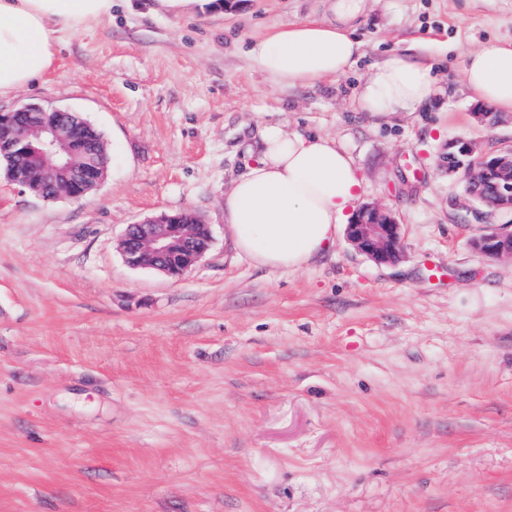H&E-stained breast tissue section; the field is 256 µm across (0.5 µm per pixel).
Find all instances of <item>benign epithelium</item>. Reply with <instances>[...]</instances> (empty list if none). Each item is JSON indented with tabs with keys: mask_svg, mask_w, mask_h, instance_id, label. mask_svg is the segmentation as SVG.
I'll list each match as a JSON object with an SVG mask.
<instances>
[{
	"mask_svg": "<svg viewBox=\"0 0 512 512\" xmlns=\"http://www.w3.org/2000/svg\"><path fill=\"white\" fill-rule=\"evenodd\" d=\"M91 123L76 113L23 105L11 112H0V162L14 172L12 182L26 187L19 173L16 146L33 133L39 137L41 154L47 165L40 176L47 191L45 199L65 196L79 199L84 193H61V184L85 185L101 180L103 146L89 137ZM484 162L471 165V159ZM448 173L462 174L471 183L467 195L492 208L512 213V148L497 153H480L464 137L447 143ZM348 240L358 251L377 264H394L402 255L401 225L393 214L373 204L363 205L346 225ZM212 234L210 225L194 216L192 223L179 224L169 214L147 218L128 225L121 248L128 265L180 278L206 255ZM476 247L493 257L512 258V232L494 233L476 242Z\"/></svg>",
	"mask_w": 512,
	"mask_h": 512,
	"instance_id": "1",
	"label": "benign epithelium"
}]
</instances>
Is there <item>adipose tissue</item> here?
Here are the masks:
<instances>
[{
  "instance_id": "obj_1",
  "label": "adipose tissue",
  "mask_w": 512,
  "mask_h": 512,
  "mask_svg": "<svg viewBox=\"0 0 512 512\" xmlns=\"http://www.w3.org/2000/svg\"><path fill=\"white\" fill-rule=\"evenodd\" d=\"M111 16L112 0H0V97L47 74L63 34ZM363 53L352 29L321 22L289 25L249 50L255 68L291 87L337 80ZM464 81L473 101L512 112V43L469 53ZM433 91L430 65L392 55L372 68L356 99L383 119L414 111ZM259 138L252 164L224 193V222L258 265L296 270L334 244L362 181L335 138L289 133L279 122L264 124Z\"/></svg>"
}]
</instances>
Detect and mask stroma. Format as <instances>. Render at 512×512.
<instances>
[{"instance_id":"1","label":"stroma","mask_w":512,"mask_h":512,"mask_svg":"<svg viewBox=\"0 0 512 512\" xmlns=\"http://www.w3.org/2000/svg\"><path fill=\"white\" fill-rule=\"evenodd\" d=\"M223 3L112 0L0 98L121 149L79 200L0 174V512H512V259L475 247L512 214L469 202L447 162L458 135L512 146V112L479 123L463 78L469 52L512 41V0H366L365 56L309 87L248 50L329 20L325 0ZM395 53L432 65L436 92L380 122L356 90ZM277 121L345 147L360 204L402 226L399 262L342 231L295 271L237 249L224 191ZM178 212L210 225L205 257L178 279L129 267L127 226ZM156 11L173 17L193 14L202 1L220 0H154Z\"/></svg>"}]
</instances>
